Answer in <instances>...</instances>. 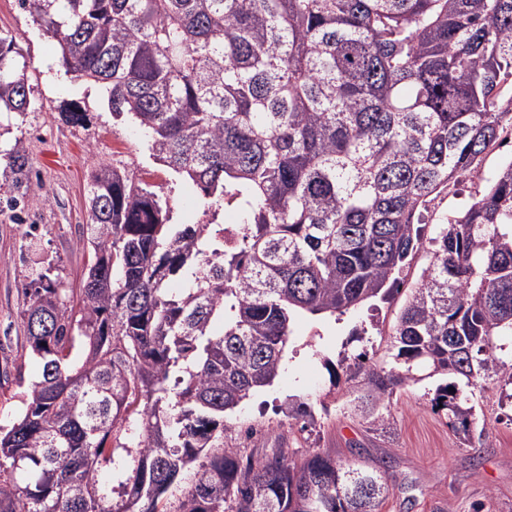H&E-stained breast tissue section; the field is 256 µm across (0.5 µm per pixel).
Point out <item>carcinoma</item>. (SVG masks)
I'll use <instances>...</instances> for the list:
<instances>
[{"label": "carcinoma", "instance_id": "1", "mask_svg": "<svg viewBox=\"0 0 512 512\" xmlns=\"http://www.w3.org/2000/svg\"><path fill=\"white\" fill-rule=\"evenodd\" d=\"M18 3L204 213L234 205L241 223L173 224L164 187L92 172L82 288L50 265L24 288L40 371L0 429V512H381L379 471L320 452L245 457L224 417L279 376L296 315L399 293L422 209L512 129V0ZM17 55L1 32L0 109L22 114ZM60 113L86 120L73 101ZM8 160L27 174L22 142ZM428 244L389 367L359 354L364 393L349 405L383 423L396 386L450 375L432 405L468 441L478 420L463 388L512 385L499 355L512 337V159Z\"/></svg>", "mask_w": 512, "mask_h": 512}]
</instances>
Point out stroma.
<instances>
[{"mask_svg": "<svg viewBox=\"0 0 512 512\" xmlns=\"http://www.w3.org/2000/svg\"><path fill=\"white\" fill-rule=\"evenodd\" d=\"M0 31L13 37L27 62L31 99L25 114L0 113V152L22 141L29 167L28 181L19 186L0 159V427L6 429L39 373L25 332L23 289L36 259L55 264L66 287L81 286L90 261L80 237L94 165L120 164L162 185L174 223H205L209 217L196 194L153 162L135 123L113 118L97 84L66 75L57 45L17 0H0ZM65 100L80 102L88 114L85 125L62 120ZM509 157L511 141L486 154L475 177L430 202L425 237L434 236L445 214L481 192ZM20 195L26 198L24 210L11 209L10 199ZM404 300L396 295L375 312L360 307L339 322L297 318L284 370L271 387L254 393L230 415L225 442L257 457L282 448L296 460L322 452L343 461H369L384 468L390 487L382 512H512V402L504 399L500 382H482L470 398L484 425L482 440L473 446L462 444L447 416L433 409L436 377L395 387L380 408L385 430H373L350 413L354 357L367 352L383 364ZM292 396L308 404L307 424L285 413Z\"/></svg>", "mask_w": 512, "mask_h": 512, "instance_id": "obj_1", "label": "stroma"}]
</instances>
